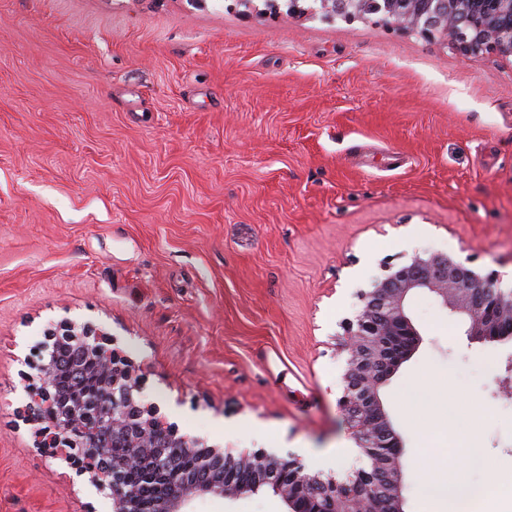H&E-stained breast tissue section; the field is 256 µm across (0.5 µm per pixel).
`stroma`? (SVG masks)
I'll return each mask as SVG.
<instances>
[{
    "label": "stroma",
    "instance_id": "35a3bbf8",
    "mask_svg": "<svg viewBox=\"0 0 512 512\" xmlns=\"http://www.w3.org/2000/svg\"><path fill=\"white\" fill-rule=\"evenodd\" d=\"M446 253L512 289V57L264 0H0V512H112L20 413L49 329L112 333L180 433L343 474L342 319L385 265ZM382 390L404 512L450 431L512 479V343L430 294ZM455 399L404 412L408 392ZM192 512H283L271 493Z\"/></svg>",
    "mask_w": 512,
    "mask_h": 512
}]
</instances>
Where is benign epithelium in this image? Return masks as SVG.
<instances>
[{
	"mask_svg": "<svg viewBox=\"0 0 512 512\" xmlns=\"http://www.w3.org/2000/svg\"><path fill=\"white\" fill-rule=\"evenodd\" d=\"M326 17L390 11L380 24L412 31L463 54L512 57V0H321ZM428 291L468 323L476 342L512 341V290L499 287L444 253L414 256L386 269L357 297L361 309L341 322L337 348L346 354L338 405L366 462L344 477L308 470L294 456L221 445L179 433L154 402L141 398L135 367L113 348L112 334L90 322L62 321L28 386L21 417L35 447L65 461L112 500V512H191L197 498L235 500L261 491L285 512H404L403 440L381 389L415 353L420 333L407 297ZM193 457L183 471L182 457Z\"/></svg>",
	"mask_w": 512,
	"mask_h": 512,
	"instance_id": "1",
	"label": "benign epithelium"
}]
</instances>
